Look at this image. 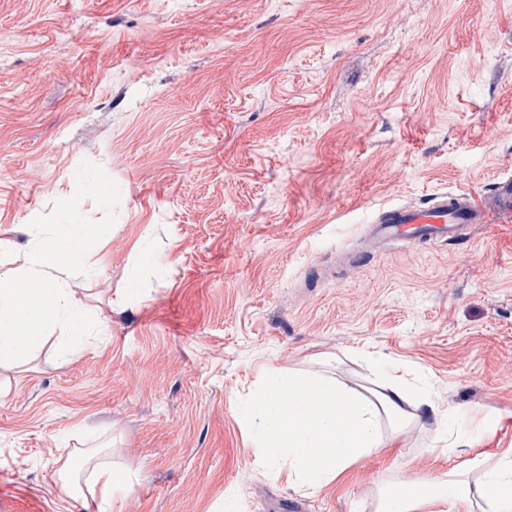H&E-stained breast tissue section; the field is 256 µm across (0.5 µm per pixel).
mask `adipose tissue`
<instances>
[{"mask_svg":"<svg viewBox=\"0 0 512 512\" xmlns=\"http://www.w3.org/2000/svg\"><path fill=\"white\" fill-rule=\"evenodd\" d=\"M30 256L16 275L0 277V367L12 368L34 354L54 333H64L70 348L85 343L87 303L69 285L71 277L91 275L90 243L104 234L100 225L36 224ZM369 367L383 376L380 388L363 395L322 375L270 371L245 413L253 433V452L287 470L300 488L325 487L353 463L388 447L380 427L388 417L394 433L413 420L436 414L426 392H415L382 356L369 355ZM72 454L59 457L58 475L72 494L111 502L126 484L125 475L97 465L80 481ZM512 512V455L493 465L464 460L441 478L379 487L374 512Z\"/></svg>","mask_w":512,"mask_h":512,"instance_id":"ef3b65f1","label":"adipose tissue"}]
</instances>
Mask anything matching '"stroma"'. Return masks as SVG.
I'll list each match as a JSON object with an SVG mask.
<instances>
[{"instance_id":"stroma-1","label":"stroma","mask_w":512,"mask_h":512,"mask_svg":"<svg viewBox=\"0 0 512 512\" xmlns=\"http://www.w3.org/2000/svg\"><path fill=\"white\" fill-rule=\"evenodd\" d=\"M512 175V0H0V274L27 224H108L69 360L0 370V512H99L55 476L112 446V512H373L512 450V223L370 253L383 205ZM381 353L454 413L320 490L256 460L266 367L375 388Z\"/></svg>"}]
</instances>
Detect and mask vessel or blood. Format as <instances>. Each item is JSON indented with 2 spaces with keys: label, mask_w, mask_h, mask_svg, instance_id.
<instances>
[{
  "label": "vessel or blood",
  "mask_w": 512,
  "mask_h": 512,
  "mask_svg": "<svg viewBox=\"0 0 512 512\" xmlns=\"http://www.w3.org/2000/svg\"><path fill=\"white\" fill-rule=\"evenodd\" d=\"M512 221V177L501 179L491 195L459 190L431 196L420 204H394L378 209L367 225L371 245L396 240L451 244L475 224Z\"/></svg>",
  "instance_id": "b4317fda"
}]
</instances>
